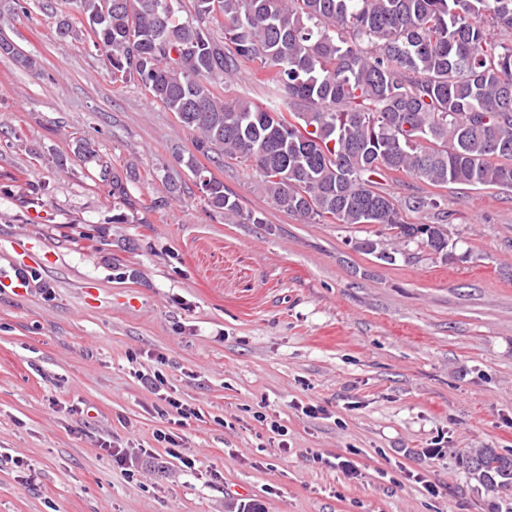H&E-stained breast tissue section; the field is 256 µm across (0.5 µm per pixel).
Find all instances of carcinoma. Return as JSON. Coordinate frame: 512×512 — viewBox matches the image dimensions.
I'll list each match as a JSON object with an SVG mask.
<instances>
[{
	"instance_id": "obj_1",
	"label": "carcinoma",
	"mask_w": 512,
	"mask_h": 512,
	"mask_svg": "<svg viewBox=\"0 0 512 512\" xmlns=\"http://www.w3.org/2000/svg\"><path fill=\"white\" fill-rule=\"evenodd\" d=\"M13 0V11L58 16L105 55L112 84L136 82L195 132L207 158L250 162L258 188L302 224L375 227L355 250L391 264L411 243L453 259L448 225L409 224L379 180L403 173L434 188L512 189V0ZM266 86L261 109L221 90L242 72ZM118 205L136 211L125 173L100 164ZM203 202L226 224H262L212 177ZM406 208L439 207L436 194ZM396 241L387 243L383 231ZM483 483L508 492L512 458L467 457Z\"/></svg>"
}]
</instances>
